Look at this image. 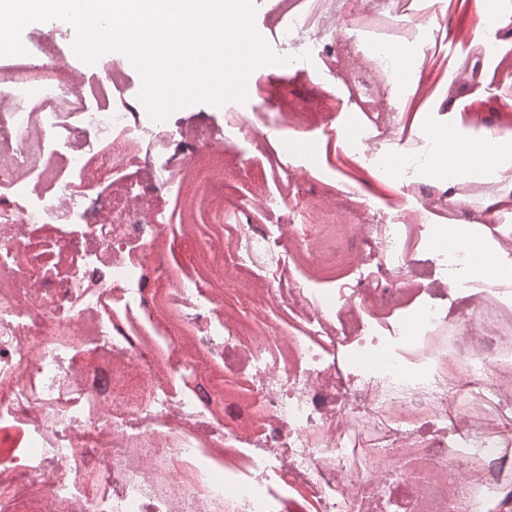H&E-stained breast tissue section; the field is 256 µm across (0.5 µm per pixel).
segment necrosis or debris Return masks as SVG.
<instances>
[{
	"mask_svg": "<svg viewBox=\"0 0 512 512\" xmlns=\"http://www.w3.org/2000/svg\"><path fill=\"white\" fill-rule=\"evenodd\" d=\"M469 42L470 0H269L288 77L268 111L152 121L133 71L87 92L0 81V512H497L512 502V166L459 177L437 97L512 96V0ZM67 69V24L30 32ZM460 49L446 66L440 44ZM324 89L304 97L309 72ZM356 95L349 158L312 174L285 138L329 132ZM402 108L390 103L392 93ZM224 152L209 246L176 225L186 167ZM401 159L399 196L355 171ZM356 248L322 257L323 211ZM171 310L183 330L156 323ZM471 95L485 99V103H483V109L485 111L489 110L490 108L499 107L511 108L512 111V98L511 100H504L502 97H500L501 93L496 89L495 85L492 84L489 79L475 86Z\"/></svg>",
	"mask_w": 512,
	"mask_h": 512,
	"instance_id": "necrosis-or-debris-1",
	"label": "necrosis or debris"
}]
</instances>
